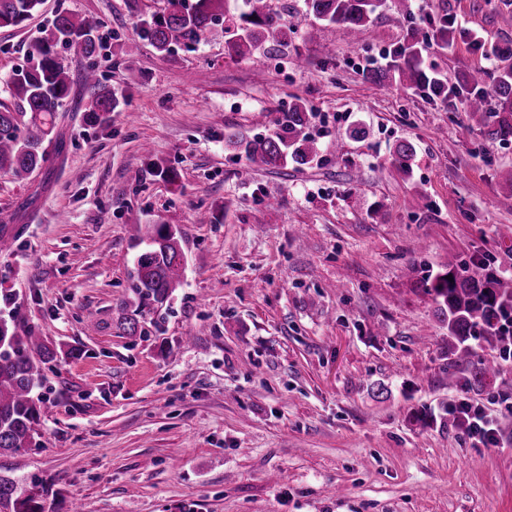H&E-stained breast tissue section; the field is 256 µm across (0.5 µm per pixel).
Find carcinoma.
Returning a JSON list of instances; mask_svg holds the SVG:
<instances>
[{
  "label": "carcinoma",
  "mask_w": 512,
  "mask_h": 512,
  "mask_svg": "<svg viewBox=\"0 0 512 512\" xmlns=\"http://www.w3.org/2000/svg\"><path fill=\"white\" fill-rule=\"evenodd\" d=\"M391 2L399 15H411L410 0H305L306 13L327 24L343 27L349 36L366 29L377 10ZM168 7L141 18V37L156 50L169 53L173 46H189L202 39H225L229 54L250 57L267 54L278 44L275 0H167ZM43 0H0V27H19L40 9ZM461 40L486 57L508 61L497 76L475 68L448 80L435 67L423 66L427 49L443 52ZM75 48L81 65L83 89L90 99L86 120L106 122L116 107L113 91L101 81L93 59L102 46L98 26L67 10L59 11L44 35L27 45L30 65L10 80L17 111L0 110V173L22 179L43 168L48 154L43 147L56 128L58 112L73 94L70 71L59 60L56 47ZM386 66L366 79L375 84L398 81L426 92L446 107H461L469 120L490 141L512 140V41L486 43L471 30L456 25L446 14L432 17L424 28H410L388 52ZM312 113L301 104L274 119L272 129L257 136L227 131L224 141L250 162L272 169L293 166L301 170L321 156L318 138L310 132ZM416 154L410 140L396 142L391 159L407 173ZM130 236L145 244L136 257L132 278L138 306L161 307L181 285L185 253L181 240L166 224H133ZM452 279H446V276ZM422 292L435 305L448 329L454 351L449 363L468 369L473 383L497 378L500 361L512 352V288L497 278L483 259L469 262L448 257V267L424 280ZM489 352L476 354L470 341ZM58 358L57 350L31 333L21 336L13 320L0 317V455L32 447L35 428L46 397L42 366ZM49 487L40 479L22 486L0 476V512H46Z\"/></svg>",
  "instance_id": "1"
}]
</instances>
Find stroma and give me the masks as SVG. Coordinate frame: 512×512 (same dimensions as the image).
Here are the masks:
<instances>
[{"label":"stroma","mask_w":512,"mask_h":512,"mask_svg":"<svg viewBox=\"0 0 512 512\" xmlns=\"http://www.w3.org/2000/svg\"><path fill=\"white\" fill-rule=\"evenodd\" d=\"M283 2V42L258 60L220 40L128 52L138 13L165 0H44L24 27L0 28V105L63 9L105 33L96 68L119 99L92 125L75 86L56 128L65 151L29 178L0 175V220L18 229L0 292L17 332L59 353L38 444L1 455L0 475L50 483L46 512H512V359L493 382L462 369L449 388L448 331L420 289L452 254L489 259L512 284V142L364 78L439 12L512 40V0H413L409 20L382 8L356 45ZM424 62L450 76L494 67L459 42ZM295 102L329 128L318 161L233 158L226 131L267 133ZM402 139L416 146L406 174L390 156ZM133 224L177 229L186 269L131 336L119 316L137 307ZM462 398L493 415L497 446L449 425L445 404Z\"/></svg>","instance_id":"1"}]
</instances>
